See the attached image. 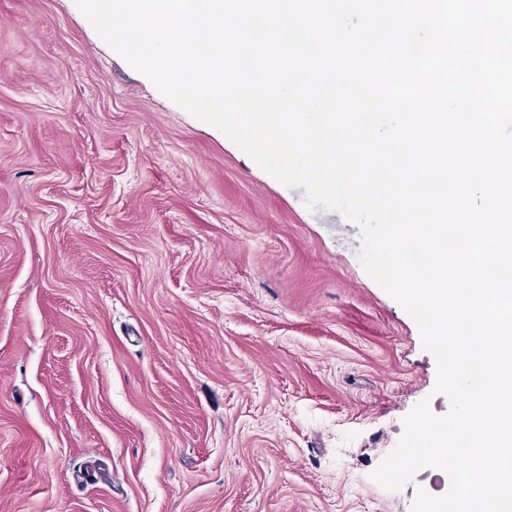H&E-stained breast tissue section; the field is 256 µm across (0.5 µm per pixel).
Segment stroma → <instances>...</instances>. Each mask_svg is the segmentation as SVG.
Listing matches in <instances>:
<instances>
[{
  "mask_svg": "<svg viewBox=\"0 0 512 512\" xmlns=\"http://www.w3.org/2000/svg\"><path fill=\"white\" fill-rule=\"evenodd\" d=\"M309 210L74 0H0V512H411L433 356Z\"/></svg>",
  "mask_w": 512,
  "mask_h": 512,
  "instance_id": "obj_1",
  "label": "stroma"
}]
</instances>
